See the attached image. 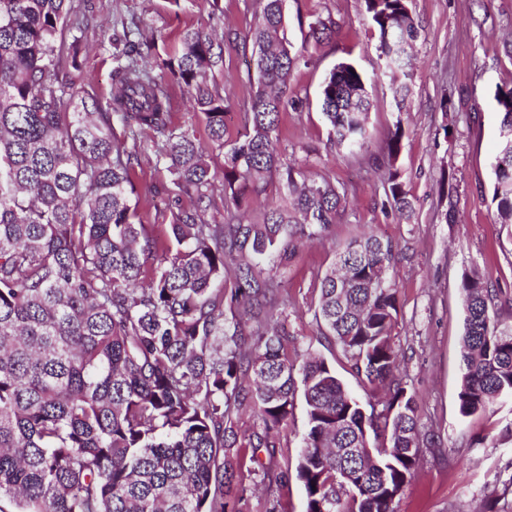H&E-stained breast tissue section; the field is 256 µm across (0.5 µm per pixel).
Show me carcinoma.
<instances>
[{"label":"carcinoma","instance_id":"cac0c4a2","mask_svg":"<svg viewBox=\"0 0 512 512\" xmlns=\"http://www.w3.org/2000/svg\"><path fill=\"white\" fill-rule=\"evenodd\" d=\"M69 0H0V512H238L237 469L246 449L278 447L303 399L307 429L296 466L304 512H394L434 435L421 430L414 395L396 375V254L374 234L336 252L319 281L315 312L369 387L363 407L324 359L305 356L279 322V289L266 267L337 223L346 194L284 161L281 114L301 55L283 54L285 0H264L244 39L257 82L245 129L225 139L226 101L214 80L224 41L186 29L157 66L139 63L157 35L140 27L112 69L107 107L84 84L82 37L63 38ZM386 69L408 77L417 37L409 0H365ZM336 23L318 18L320 43ZM202 115L212 169L191 128L172 123V89ZM328 143L361 150L370 98L359 71L338 63L320 91ZM502 140L491 168L499 223L512 228V87L495 94ZM162 138L156 159L170 180L140 194L133 159L113 123ZM405 135L386 144V197L410 215L396 161ZM277 172L286 210L212 220L229 201L265 192ZM169 214L167 236L139 220L140 199ZM465 325L459 413L512 398V327L490 313L495 296L462 274ZM249 406L262 432L240 435Z\"/></svg>","mask_w":512,"mask_h":512}]
</instances>
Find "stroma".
Masks as SVG:
<instances>
[{
	"label": "stroma",
	"instance_id": "stroma-1",
	"mask_svg": "<svg viewBox=\"0 0 512 512\" xmlns=\"http://www.w3.org/2000/svg\"><path fill=\"white\" fill-rule=\"evenodd\" d=\"M69 22L88 21L80 54L82 75L100 100L112 93V55L121 51L124 25L137 22L167 42L195 28L218 34L247 31L261 15L262 0H223L212 15L204 0H71ZM419 34L413 44L410 97L397 110L395 86L381 73L378 39L364 0H287L286 35L303 55L289 88L304 98L302 108L281 118L280 147L302 171L317 172L346 188L347 203L329 237L302 246L273 275L288 304L281 319L299 353L324 358L358 398L366 389L341 350L325 339L315 319L318 279L336 259L337 244L376 233L397 244L401 259L391 273L400 289L395 334L403 352L401 374L415 395L423 431L439 445L424 449L416 474L394 503L395 512H485L493 488L512 483V401L495 410L461 417L457 393L462 377L464 306L460 280L477 270L497 297L492 312L512 325V236L498 222L492 202L490 160L501 138L494 94L512 87V0H410ZM336 23L333 38L315 43L308 25L316 18ZM251 43L224 46V67L215 81L229 102L228 139L249 109L255 79ZM341 61L365 78L373 106L366 150L351 153L326 146L320 88ZM447 109H440V101ZM405 136L397 160L413 202L405 216L385 202L375 164L395 121ZM134 179L139 188L168 181L155 156L158 138L144 130ZM453 221H446V211ZM307 423L296 403L281 428L274 452L244 456L238 470L242 512H304L305 492L294 470Z\"/></svg>",
	"mask_w": 512,
	"mask_h": 512
}]
</instances>
